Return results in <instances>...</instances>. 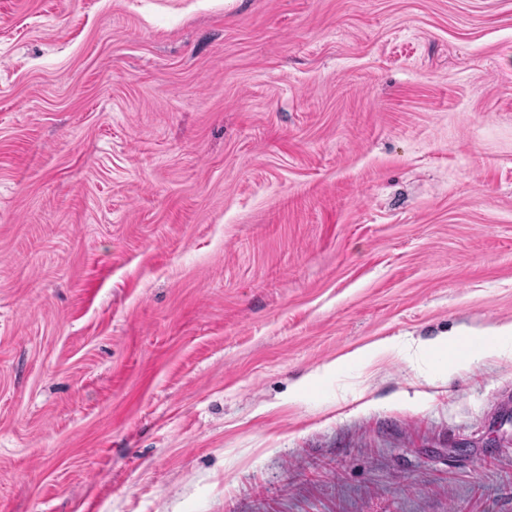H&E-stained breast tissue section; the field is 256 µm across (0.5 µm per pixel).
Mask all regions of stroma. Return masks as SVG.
<instances>
[{
  "label": "stroma",
  "instance_id": "35a3bbf8",
  "mask_svg": "<svg viewBox=\"0 0 512 512\" xmlns=\"http://www.w3.org/2000/svg\"><path fill=\"white\" fill-rule=\"evenodd\" d=\"M506 323L512 0H0V512H512ZM483 348V352H490L499 356H512V324H505L494 328L492 336H475Z\"/></svg>",
  "mask_w": 512,
  "mask_h": 512
}]
</instances>
